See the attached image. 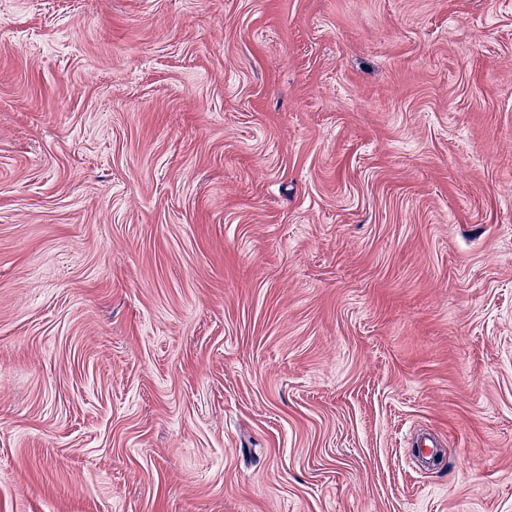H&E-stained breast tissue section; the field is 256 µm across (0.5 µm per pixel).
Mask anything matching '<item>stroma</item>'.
I'll list each match as a JSON object with an SVG mask.
<instances>
[{"label":"stroma","mask_w":512,"mask_h":512,"mask_svg":"<svg viewBox=\"0 0 512 512\" xmlns=\"http://www.w3.org/2000/svg\"><path fill=\"white\" fill-rule=\"evenodd\" d=\"M0 374V512H512V0H0Z\"/></svg>","instance_id":"obj_1"}]
</instances>
